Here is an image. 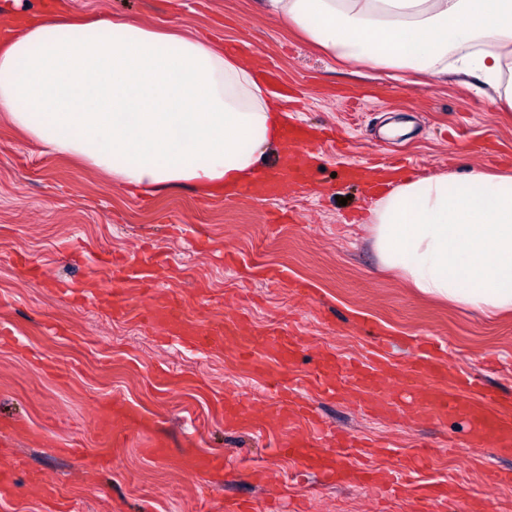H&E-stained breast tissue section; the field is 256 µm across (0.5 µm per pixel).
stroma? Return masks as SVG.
<instances>
[{
  "instance_id": "stroma-1",
  "label": "stroma",
  "mask_w": 512,
  "mask_h": 512,
  "mask_svg": "<svg viewBox=\"0 0 512 512\" xmlns=\"http://www.w3.org/2000/svg\"><path fill=\"white\" fill-rule=\"evenodd\" d=\"M56 10L175 28L223 42L256 68L274 65L283 84L270 92L293 121L335 127L347 148L319 141L306 160L308 194L228 206L181 187L144 201L95 168L45 152L0 114V451L14 485L0 512H220L228 498L279 512H512V487H487L478 464L492 442L469 441L466 418L434 417L417 399L379 413L351 387L328 397L310 379L324 358L363 364L382 344L399 376L406 341L431 336L447 342L449 367L476 369L512 394V314L421 297L384 270L369 223L374 203L341 179L345 164L377 153L413 156L417 177L511 173L512 112L470 80L332 59L255 0H0V22ZM352 91L363 93L360 105L347 101ZM133 262L176 293L195 324L234 313L244 336L284 330L301 352L262 376L244 373L237 344L203 350L161 337L141 315L147 297L125 277ZM271 266L306 282L314 302L264 280ZM118 296L129 305L123 317L112 311ZM282 373L295 399L315 408L323 448H333L331 433L348 432L392 445L407 462L418 446L458 442L413 473L420 484L448 480L456 497L426 504L407 491L378 500L362 472H386L395 459L354 455L352 478L333 486L280 458L287 434L313 433L306 420L286 430L271 416L281 398L268 378ZM228 400L242 406L233 425L224 420ZM107 402L136 406L146 425L115 424L104 469L94 417ZM158 439L172 455H220L228 468L217 476L168 467L148 451Z\"/></svg>"
}]
</instances>
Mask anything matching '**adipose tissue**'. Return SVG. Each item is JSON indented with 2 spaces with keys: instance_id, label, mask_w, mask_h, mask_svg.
I'll return each mask as SVG.
<instances>
[{
  "instance_id": "adipose-tissue-1",
  "label": "adipose tissue",
  "mask_w": 512,
  "mask_h": 512,
  "mask_svg": "<svg viewBox=\"0 0 512 512\" xmlns=\"http://www.w3.org/2000/svg\"><path fill=\"white\" fill-rule=\"evenodd\" d=\"M257 3L330 57L434 77L452 69L512 111V0ZM0 112L49 152L146 197L252 182L288 119L223 44L100 18L15 27L0 42ZM372 219L381 263L420 294L512 311V174L407 178Z\"/></svg>"
}]
</instances>
